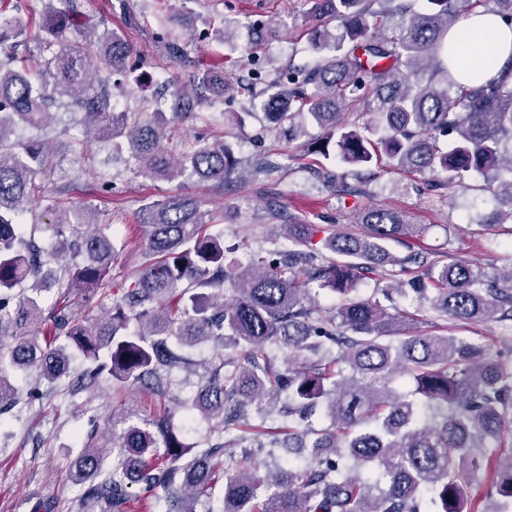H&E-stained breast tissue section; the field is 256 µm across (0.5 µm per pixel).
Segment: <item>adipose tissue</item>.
<instances>
[{
    "instance_id": "obj_1",
    "label": "adipose tissue",
    "mask_w": 512,
    "mask_h": 512,
    "mask_svg": "<svg viewBox=\"0 0 512 512\" xmlns=\"http://www.w3.org/2000/svg\"><path fill=\"white\" fill-rule=\"evenodd\" d=\"M448 65L467 87L497 78L512 69V27L490 9H474L448 32Z\"/></svg>"
}]
</instances>
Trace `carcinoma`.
I'll return each instance as SVG.
<instances>
[{
  "label": "carcinoma",
  "mask_w": 512,
  "mask_h": 512,
  "mask_svg": "<svg viewBox=\"0 0 512 512\" xmlns=\"http://www.w3.org/2000/svg\"><path fill=\"white\" fill-rule=\"evenodd\" d=\"M16 2L11 12L0 7V42L56 51L42 64L0 59V416L21 399V373L35 372L27 395L40 400L42 382L71 378L72 361L82 357L92 366L71 384L76 391H94L109 377L143 382L165 397L167 373L183 364L197 377L190 403L181 405L183 422L210 421L216 440L197 450L166 417L151 429L128 424L113 434L112 462L90 446L76 461L72 479L87 485L89 500L123 512L136 486L148 512H197L221 482L219 507L207 512H512V452H480L512 422V336L493 356L483 341L420 331L380 300L356 296L362 278L390 266L386 297L413 293L454 324L512 320V270L490 275L412 248L397 257L389 242L419 238L428 225L387 208L362 212L359 234L325 236L330 258L313 243L316 225L290 224L294 249L279 266L239 270L227 262L224 213L174 193L145 207L150 261L108 312L89 319L83 302L104 289L115 254L111 225L90 205L63 208L46 195L48 221L27 218L53 149L22 131L53 127L49 107L59 99L70 114L80 111L86 133L71 151L106 154L103 191H112L109 162L123 151L147 177L222 184L238 170L226 140L201 137L181 156L164 142L189 118L207 121L201 110L235 86L222 68L199 69L195 94L175 90L168 111H119L95 77H124L144 63L124 35L106 28L91 38L76 22L73 0H39V26ZM414 2L313 0L307 22L315 63L290 66L268 86L266 117L288 141L307 138L309 153L350 166L383 153L398 170L429 173V192L462 186L478 172L505 205L494 224H512V180L497 183L500 169L512 173V81L465 88L448 70V30L477 7L512 24V0H426L424 11ZM156 39L169 56L188 60L168 31ZM359 110L373 116L362 127L350 119ZM310 124L320 138L308 137ZM442 138L451 150H440ZM300 274L335 296L331 313L308 304ZM207 343V361L192 366L181 354ZM271 346L287 349L282 364ZM226 348L237 354L224 356ZM405 375L409 394L391 388ZM318 412L329 427L313 426ZM232 433L238 454L227 451L224 435ZM267 447L306 452L261 474L252 460ZM481 469L486 506L468 493Z\"/></svg>",
  "instance_id": "carcinoma-1"
}]
</instances>
